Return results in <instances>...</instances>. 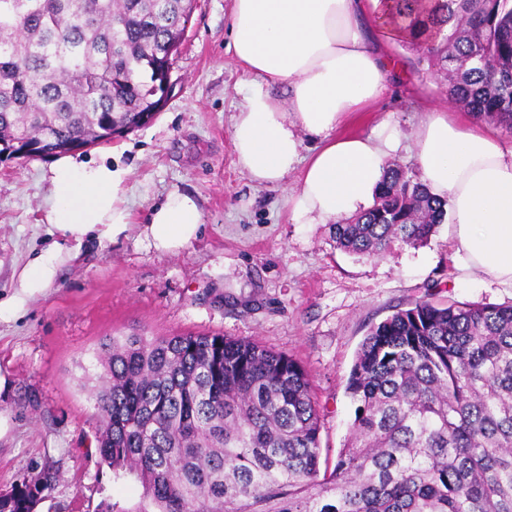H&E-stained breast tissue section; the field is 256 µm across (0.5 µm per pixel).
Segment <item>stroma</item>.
Instances as JSON below:
<instances>
[{"instance_id":"1","label":"stroma","mask_w":512,"mask_h":512,"mask_svg":"<svg viewBox=\"0 0 512 512\" xmlns=\"http://www.w3.org/2000/svg\"><path fill=\"white\" fill-rule=\"evenodd\" d=\"M230 12L231 0H195L174 89L157 117L79 152L87 160L111 151L131 167L135 223L170 191L194 196L199 239L175 255L157 253L134 230L115 243L85 240L50 288L0 315V414L10 422L0 436V492L53 467L59 478L36 512H97L104 501L140 499V482L114 479L97 452L93 389L102 368L94 353L106 337L221 334L296 359L320 405L321 464L331 467L354 418L347 378L373 324L430 290L442 301L512 303L511 287L462 269L449 224L423 246L397 244L386 258L366 259L337 249L329 225L291 223L290 185L257 184L236 163L232 117L249 76L227 50ZM390 50L406 78L389 80L342 131L368 136L395 123L403 146L393 161L415 176L414 133L427 107H449L446 81L407 42ZM52 163L0 162L1 302L15 295L18 269L51 242L41 202Z\"/></svg>"}]
</instances>
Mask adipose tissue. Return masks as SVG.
Segmentation results:
<instances>
[{"label": "adipose tissue", "mask_w": 512, "mask_h": 512, "mask_svg": "<svg viewBox=\"0 0 512 512\" xmlns=\"http://www.w3.org/2000/svg\"><path fill=\"white\" fill-rule=\"evenodd\" d=\"M391 0H232L228 48L249 74L233 117L240 169L260 185L283 184L295 224H333L369 207L401 137L390 123L370 136H341L352 114L378 100L402 60L388 51L404 39L387 22ZM288 88L287 100L273 92ZM415 159L428 190L447 203L464 268L512 286V146L496 126L459 122L432 108L415 135ZM131 170L109 160L68 155L50 168L44 221L75 241L93 235L117 242L132 222L127 206ZM197 200L168 193L150 209L139 236L160 254H175L201 235ZM71 253L52 244L17 274L5 304L18 310L54 282Z\"/></svg>", "instance_id": "obj_1"}]
</instances>
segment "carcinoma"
Segmentation results:
<instances>
[{
	"mask_svg": "<svg viewBox=\"0 0 512 512\" xmlns=\"http://www.w3.org/2000/svg\"><path fill=\"white\" fill-rule=\"evenodd\" d=\"M448 100L512 132V0H392ZM192 0H0V161L77 151L149 124ZM446 202L389 163L373 205L331 225L336 247L383 259L430 240ZM97 449L143 488L101 512H512V304L433 294L372 326L350 370L355 405L332 470L293 358L224 335L103 344ZM56 473L0 494L30 512Z\"/></svg>",
	"mask_w": 512,
	"mask_h": 512,
	"instance_id": "1",
	"label": "carcinoma"
}]
</instances>
